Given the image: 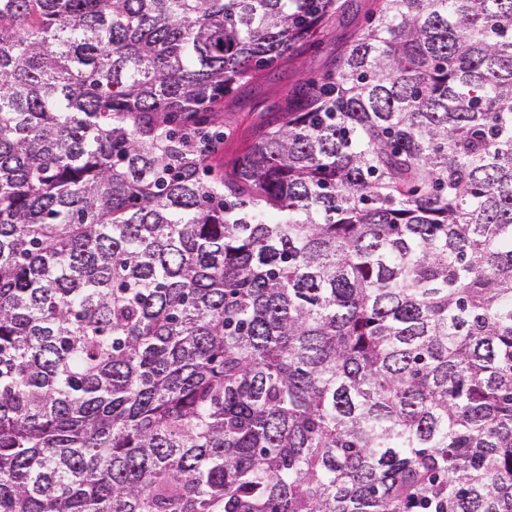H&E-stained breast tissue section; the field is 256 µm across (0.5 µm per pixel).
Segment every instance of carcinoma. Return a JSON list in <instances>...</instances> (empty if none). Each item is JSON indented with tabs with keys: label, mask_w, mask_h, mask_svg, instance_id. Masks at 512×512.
<instances>
[{
	"label": "carcinoma",
	"mask_w": 512,
	"mask_h": 512,
	"mask_svg": "<svg viewBox=\"0 0 512 512\" xmlns=\"http://www.w3.org/2000/svg\"><path fill=\"white\" fill-rule=\"evenodd\" d=\"M0 0V512H512V0ZM371 8L372 0L349 2L330 27L322 48L305 52L301 64L295 60L282 63L267 71L262 80L243 85L233 98L226 99L222 119L233 135L220 146L213 166L240 155L254 128L278 117L279 106L300 81L333 66L336 51L358 33Z\"/></svg>",
	"instance_id": "1"
}]
</instances>
